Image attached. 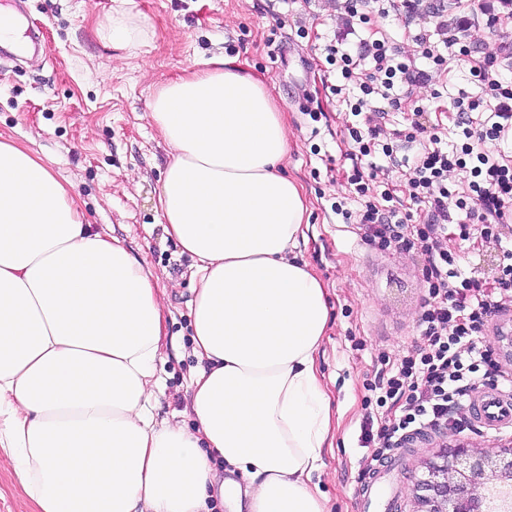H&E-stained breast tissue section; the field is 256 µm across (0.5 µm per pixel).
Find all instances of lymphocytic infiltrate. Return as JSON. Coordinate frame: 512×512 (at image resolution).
Wrapping results in <instances>:
<instances>
[{
    "label": "lymphocytic infiltrate",
    "instance_id": "obj_1",
    "mask_svg": "<svg viewBox=\"0 0 512 512\" xmlns=\"http://www.w3.org/2000/svg\"><path fill=\"white\" fill-rule=\"evenodd\" d=\"M460 13L447 17L442 10L428 6L426 0H346L349 20L368 23L371 17L393 16L417 23L412 37L417 53L435 69L444 70L449 60L468 61L472 52L461 46L459 35L475 21H484L497 32L512 23V0H455ZM438 34L443 50H435L431 34ZM329 64L339 65L344 78H352L361 60L371 59L373 66L363 73L359 87L362 95L351 107L358 126L349 127V156L353 162L349 185L365 203L356 222L364 240L386 249L392 246L417 248L424 257L423 281L428 299L419 316L420 341L403 356L395 369L384 370L368 386L377 395L378 406L388 412L380 423L365 422L359 442L371 449L373 461H380L400 448L405 438L439 426L465 429L463 418L453 417L462 408L477 385L510 386L512 372L502 370L489 350L481 347L490 321L512 306V249L502 252L504 264L500 277L486 282L464 276L457 257L448 247V228L452 210L465 211L468 221L459 225L460 237L470 234V221H477L482 238L502 243L504 230L512 225V162L489 148L490 142L512 138V80L500 78L498 65L512 59V43L500 42L484 54L474 72L484 87L490 115L477 124L472 118L479 101L462 95L450 110L464 142L451 152L437 148V136L414 155L407 182L409 197L425 210L422 223H410L408 216L395 209H382L367 201L371 182L386 170L370 162L371 141L379 130L380 108L377 99L397 107L401 99L395 88L427 81L428 75L400 61L399 50L388 39L359 43L357 54L335 38L325 47ZM469 169L472 176L465 187L449 190L448 175L457 169Z\"/></svg>",
    "mask_w": 512,
    "mask_h": 512
}]
</instances>
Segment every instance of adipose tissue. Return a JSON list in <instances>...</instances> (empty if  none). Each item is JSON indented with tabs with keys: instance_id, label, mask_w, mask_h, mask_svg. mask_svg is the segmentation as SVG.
<instances>
[{
	"instance_id": "obj_1",
	"label": "adipose tissue",
	"mask_w": 512,
	"mask_h": 512,
	"mask_svg": "<svg viewBox=\"0 0 512 512\" xmlns=\"http://www.w3.org/2000/svg\"><path fill=\"white\" fill-rule=\"evenodd\" d=\"M151 117L170 149L162 222L196 262L195 426L153 413L152 272L1 139L0 454L34 512H204L220 460L250 512H328L313 476L333 445L318 365L330 312L299 258L307 206L282 171L279 113L223 58L164 85Z\"/></svg>"
}]
</instances>
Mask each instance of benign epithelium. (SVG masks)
<instances>
[{
  "label": "benign epithelium",
  "instance_id": "7a95c632",
  "mask_svg": "<svg viewBox=\"0 0 512 512\" xmlns=\"http://www.w3.org/2000/svg\"><path fill=\"white\" fill-rule=\"evenodd\" d=\"M426 469L415 486L420 512H482L484 489L512 482V448L489 453L459 443L444 448Z\"/></svg>",
  "mask_w": 512,
  "mask_h": 512
}]
</instances>
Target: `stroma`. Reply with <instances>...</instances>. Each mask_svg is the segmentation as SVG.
<instances>
[{"label": "stroma", "mask_w": 512, "mask_h": 512, "mask_svg": "<svg viewBox=\"0 0 512 512\" xmlns=\"http://www.w3.org/2000/svg\"><path fill=\"white\" fill-rule=\"evenodd\" d=\"M344 0H0L17 13L25 35H37L42 49L0 59V135L44 161L75 197L88 223L124 242L148 266L163 306L166 340L157 362L160 379L156 418L186 424L191 354L188 302L197 280L194 261L169 237L157 209V195L169 148L151 118L150 102L169 81L205 69L211 59L232 58L271 93L288 137L285 172L301 185L311 229L300 254L323 282L330 324L319 363L336 417L332 453L325 457L321 487L330 512H368L361 486L368 479L370 449L360 447L367 416L381 417L370 404L367 383L381 369L379 354L398 360L414 348L418 316L428 290L417 250H378L363 240L356 224L335 213L344 202L357 211L345 175L349 104L361 91L329 65L323 47L338 28ZM129 14L144 34L137 47L113 46L108 38L114 14ZM288 26H278L277 14ZM338 86L340 94L329 91ZM483 97L468 63L452 61L413 87L401 108H390L380 125L374 163L387 164L393 148L400 167L389 174L391 207L420 218L419 205L405 190V159L414 147V107L427 108L425 125L442 149L462 142L447 114L459 92ZM381 186L369 199L381 203ZM466 273L488 279L498 272L500 248L479 232L448 242ZM464 441L485 450L512 443V427L498 431L443 428L410 436L403 455L389 462L386 512H417L414 485L426 462L446 444Z\"/></svg>", "instance_id": "1"}]
</instances>
